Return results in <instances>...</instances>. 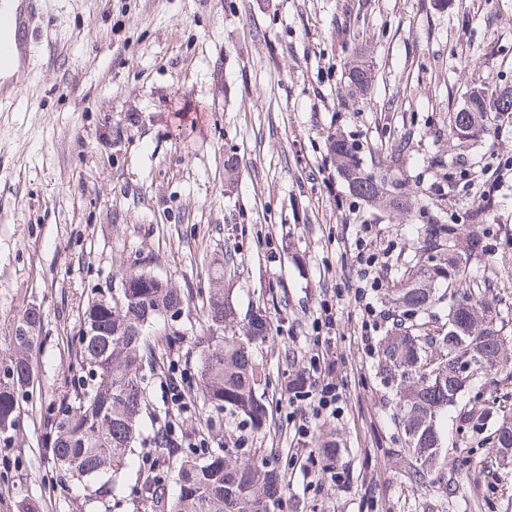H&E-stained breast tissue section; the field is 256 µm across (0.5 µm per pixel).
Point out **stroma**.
<instances>
[{
    "label": "stroma",
    "instance_id": "1",
    "mask_svg": "<svg viewBox=\"0 0 512 512\" xmlns=\"http://www.w3.org/2000/svg\"><path fill=\"white\" fill-rule=\"evenodd\" d=\"M360 60L372 80L354 95ZM20 85L0 112V349L22 306L40 305L44 320L34 393L0 454V512L21 497L33 512H104L81 487L50 484L45 438L77 376L87 302L143 267L197 303L219 263L239 316L259 310L271 326L253 346L270 418L254 431L225 416L213 440L277 458L279 512H512V466L489 452L512 420V374L478 378L448 411L447 468L419 472L354 301L361 225L385 259L369 300L387 313L423 225H457L459 240L491 248L469 257V272L492 286L512 359V119L466 139L448 131L472 87L512 88V0H48ZM333 136L356 144L404 210L351 194ZM490 172L500 179L486 199ZM325 304L327 342L315 329ZM185 325L165 366L147 372V397L194 438L199 422L165 386L171 362L196 381L197 313ZM321 352L342 390L333 417L288 402ZM343 465L340 486L330 472Z\"/></svg>",
    "mask_w": 512,
    "mask_h": 512
}]
</instances>
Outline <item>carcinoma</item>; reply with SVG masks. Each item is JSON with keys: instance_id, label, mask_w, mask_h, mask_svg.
<instances>
[{"instance_id": "1", "label": "carcinoma", "mask_w": 512, "mask_h": 512, "mask_svg": "<svg viewBox=\"0 0 512 512\" xmlns=\"http://www.w3.org/2000/svg\"><path fill=\"white\" fill-rule=\"evenodd\" d=\"M484 111L479 98L453 113L449 130L477 120ZM337 167L347 178L350 191L374 205L398 211L404 203L384 196L381 183L360 162L345 140H331ZM457 228L451 224H427L418 238L420 262L393 289L392 303L402 316L419 315L449 298L453 330L466 337V345L452 343L448 335H415L396 331L386 337L381 355L383 372L396 384V407L407 446L421 470L448 464V408L458 404L473 375L457 374L460 362L478 367L484 357L487 371L512 372V361L502 355L500 329L492 312L477 315L491 301L475 298L463 289L467 263L452 253ZM187 298L168 281L144 270L125 275L118 296H101L87 303L78 336L76 366L80 372L70 395L57 405L47 422L55 474L83 484L88 495L106 508L112 507L117 487L135 464L134 444L148 400L140 375L145 362L162 358V350L181 343V322L168 319L171 309L185 310ZM207 335L194 342L197 348V417L206 431L224 426V412L243 417L251 429L266 426L268 408L258 393L261 373L250 345L270 333L265 314L256 311L245 321L224 289L216 288L201 306ZM42 312L34 305L22 308L14 325L27 329L26 336H10L14 353L0 364V437L10 440L20 431L19 401L34 387L38 369L29 357L40 342ZM238 327L239 335L224 330ZM160 455L173 456L177 437L168 424L156 423ZM491 452L512 448V425L497 428ZM177 493L169 496L164 473H148L130 487L129 494L151 512H271L281 500L277 467L266 459L240 455L231 448H201L182 455L173 466Z\"/></svg>"}]
</instances>
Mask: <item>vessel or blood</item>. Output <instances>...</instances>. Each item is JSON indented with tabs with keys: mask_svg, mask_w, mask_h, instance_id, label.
<instances>
[{
	"mask_svg": "<svg viewBox=\"0 0 512 512\" xmlns=\"http://www.w3.org/2000/svg\"><path fill=\"white\" fill-rule=\"evenodd\" d=\"M44 0H0V106H14L19 75L28 71L33 32Z\"/></svg>",
	"mask_w": 512,
	"mask_h": 512,
	"instance_id": "b4317fda",
	"label": "vessel or blood"
}]
</instances>
